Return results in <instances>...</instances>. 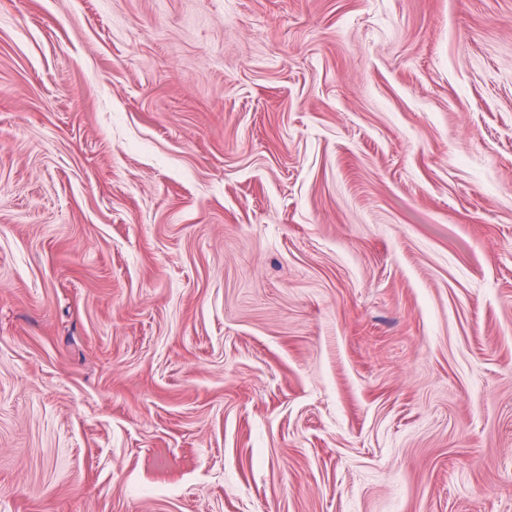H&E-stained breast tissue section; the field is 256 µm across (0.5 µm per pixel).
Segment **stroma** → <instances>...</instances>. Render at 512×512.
<instances>
[{
  "label": "stroma",
  "mask_w": 512,
  "mask_h": 512,
  "mask_svg": "<svg viewBox=\"0 0 512 512\" xmlns=\"http://www.w3.org/2000/svg\"><path fill=\"white\" fill-rule=\"evenodd\" d=\"M0 512H512V0H0Z\"/></svg>",
  "instance_id": "obj_1"
}]
</instances>
